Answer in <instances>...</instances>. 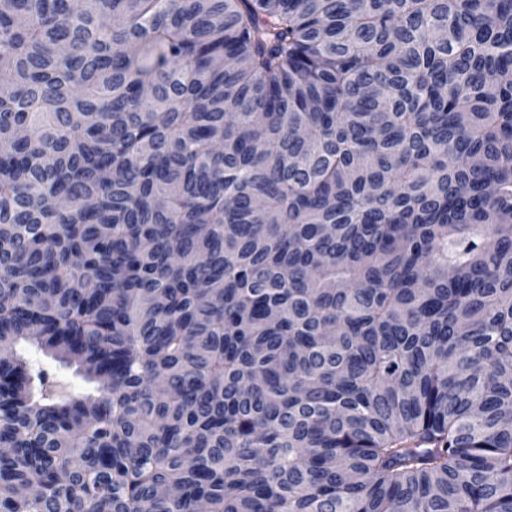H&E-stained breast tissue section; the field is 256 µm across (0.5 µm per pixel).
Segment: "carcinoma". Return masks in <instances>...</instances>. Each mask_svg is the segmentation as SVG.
Masks as SVG:
<instances>
[{
    "mask_svg": "<svg viewBox=\"0 0 512 512\" xmlns=\"http://www.w3.org/2000/svg\"><path fill=\"white\" fill-rule=\"evenodd\" d=\"M1 76L0 512H512V0H0ZM25 356L31 364L40 365L53 373L68 394H82L93 387V384L86 383L79 375L74 374L73 368L60 365L40 350L28 348Z\"/></svg>",
    "mask_w": 512,
    "mask_h": 512,
    "instance_id": "carcinoma-1",
    "label": "carcinoma"
}]
</instances>
